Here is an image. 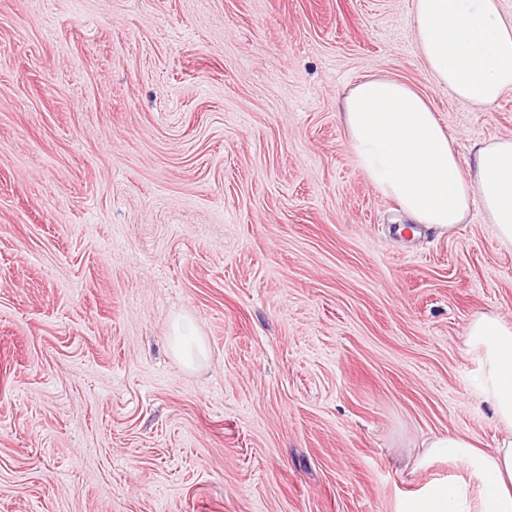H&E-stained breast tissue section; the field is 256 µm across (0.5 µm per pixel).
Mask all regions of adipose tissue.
<instances>
[{
    "label": "adipose tissue",
    "instance_id": "ef3b65f1",
    "mask_svg": "<svg viewBox=\"0 0 512 512\" xmlns=\"http://www.w3.org/2000/svg\"><path fill=\"white\" fill-rule=\"evenodd\" d=\"M414 36L428 74L449 95L483 109L512 91V12L501 0H414ZM341 120L359 168L416 224L442 232L465 223L481 202L502 246L512 247V138L475 144L462 169L436 113L410 84L368 76L341 101ZM479 355V397L505 434L492 451L438 435L427 457L445 452L455 471L403 499L397 512H512V325L482 313L466 330Z\"/></svg>",
    "mask_w": 512,
    "mask_h": 512
}]
</instances>
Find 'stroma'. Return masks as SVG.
<instances>
[{"mask_svg":"<svg viewBox=\"0 0 512 512\" xmlns=\"http://www.w3.org/2000/svg\"><path fill=\"white\" fill-rule=\"evenodd\" d=\"M413 2L0 0V512H395L426 440L493 448L465 332L512 325V249L478 202L406 228L338 119L390 75L462 168L512 137Z\"/></svg>","mask_w":512,"mask_h":512,"instance_id":"1","label":"stroma"}]
</instances>
